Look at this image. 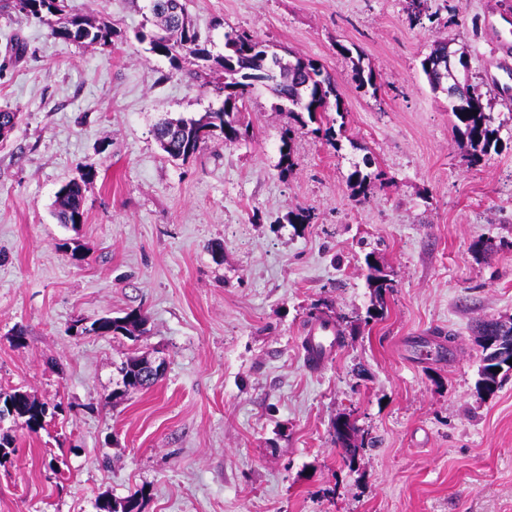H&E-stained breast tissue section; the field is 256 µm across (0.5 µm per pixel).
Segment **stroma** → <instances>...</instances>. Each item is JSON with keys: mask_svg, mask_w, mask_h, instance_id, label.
<instances>
[{"mask_svg": "<svg viewBox=\"0 0 512 512\" xmlns=\"http://www.w3.org/2000/svg\"><path fill=\"white\" fill-rule=\"evenodd\" d=\"M504 2L426 0L415 25L409 0H185L213 54L248 33L316 61L345 108L331 145L260 84L248 137L185 161L154 131L219 108L224 73L150 53V0H70L112 25L108 48L0 10V109L20 114L0 139V392L62 405L35 433L0 423V512H96L138 491L142 512H512V371L484 394L475 335L512 317V102L491 99L501 143L470 165L421 69L444 40L490 90L482 22ZM355 54L376 91L352 81ZM367 157L359 200L348 176ZM86 164L85 221L59 224L55 195ZM301 208L311 224L288 223ZM371 260L394 285L373 320ZM133 310L134 338L69 331ZM314 319L344 334L317 374L301 356ZM132 356L162 376L113 398ZM348 413L368 439L353 461L332 442Z\"/></svg>", "mask_w": 512, "mask_h": 512, "instance_id": "obj_1", "label": "stroma"}]
</instances>
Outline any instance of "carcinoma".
Wrapping results in <instances>:
<instances>
[{"label": "carcinoma", "mask_w": 512, "mask_h": 512, "mask_svg": "<svg viewBox=\"0 0 512 512\" xmlns=\"http://www.w3.org/2000/svg\"><path fill=\"white\" fill-rule=\"evenodd\" d=\"M172 0H152L151 10L155 17L156 30L141 34V40L149 43V51L168 59L171 68L178 70L182 61L191 57L199 71L219 67L224 71V102L222 106L205 113L198 119L169 120L157 128V139L165 153L174 159L186 160L196 155L215 135L224 142L235 143L248 136V128L240 123L246 98L259 83L273 82L274 91L282 105L288 107V114L302 128L310 123L323 124L325 112L334 107L336 115L343 117L344 108L336 81L323 73L321 67L311 61L296 59L285 61L268 46L246 34H227L224 41V54L213 55L208 45L200 41L185 9L179 4V14L170 12ZM29 9L24 15L48 26L52 37L66 43L112 46L113 29L105 21L91 20L74 12L68 0H28ZM422 70L433 89L448 90L454 83L459 70L467 69L464 56L451 58L448 43L435 45L422 60ZM352 80L357 88L377 89L372 69L361 62L353 64ZM465 96L448 100L453 117V131L469 149V161L480 164L488 153L497 148L500 142L499 129L494 127V119L488 111L483 96L463 85ZM19 113L8 108L0 110V138L7 136L15 127ZM96 176L93 165L82 167L80 178L63 185L56 195L55 216L60 224H81L84 222V186ZM368 286L378 303V315H384L386 295L393 291V284L382 271L368 264ZM145 317L139 311H131L123 317L101 316L90 324L75 323L70 327L72 334L95 336L134 337L141 331ZM497 336L505 339L491 345H482L485 351L483 364L479 370L478 386L487 394L495 393L501 383L500 373L494 368L512 370L508 361L512 359V318L499 324L493 319L483 321L477 327V336ZM153 372L152 363L139 357L128 358L120 367L123 388L112 391L118 398L128 387L150 386L159 375L146 380ZM21 421L31 432L42 428L47 414L46 404L32 398L28 393L16 390L0 393V415ZM355 426L350 417L341 416L334 424L336 446L346 458L353 460L364 449V443L354 438ZM142 502L134 496L123 501L102 499L96 503L97 512H141Z\"/></svg>", "instance_id": "carcinoma-1"}]
</instances>
